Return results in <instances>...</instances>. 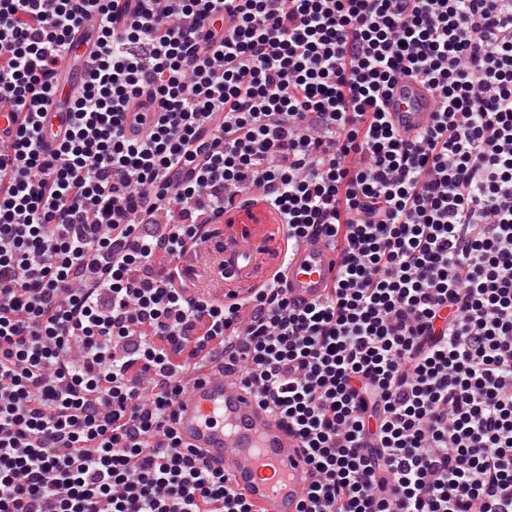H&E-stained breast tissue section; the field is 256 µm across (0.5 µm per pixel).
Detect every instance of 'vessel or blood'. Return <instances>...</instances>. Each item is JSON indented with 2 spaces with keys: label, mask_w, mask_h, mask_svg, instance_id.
Instances as JSON below:
<instances>
[{
  "label": "vessel or blood",
  "mask_w": 512,
  "mask_h": 512,
  "mask_svg": "<svg viewBox=\"0 0 512 512\" xmlns=\"http://www.w3.org/2000/svg\"><path fill=\"white\" fill-rule=\"evenodd\" d=\"M92 32L89 26L74 31L72 49L57 62V86L43 119L45 152L55 151L68 136L69 94L76 84L73 60L94 55ZM386 109L401 134L411 137L429 125L433 102L424 84L407 80L393 87ZM158 112L156 100H135L123 122L126 138L145 139ZM214 256L216 263L209 267L202 250H187L174 263L187 279L208 270L229 293L260 278L268 263L262 243L244 233L225 240ZM339 262L336 249L324 236L309 235L284 248L278 282L292 299L317 303L335 287ZM175 409L183 444L202 450L211 462L230 473L233 486L258 512H301L311 481L305 451L295 434L261 405L236 375L221 369L206 371L184 389Z\"/></svg>",
  "instance_id": "b4317fda"
}]
</instances>
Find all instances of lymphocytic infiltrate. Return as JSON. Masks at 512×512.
I'll return each instance as SVG.
<instances>
[{
  "mask_svg": "<svg viewBox=\"0 0 512 512\" xmlns=\"http://www.w3.org/2000/svg\"><path fill=\"white\" fill-rule=\"evenodd\" d=\"M0 52V512H255L153 380L185 353L243 365L300 439L303 512H512V0H0ZM406 78L437 102L412 138L385 111ZM253 193L338 251L324 301L173 288ZM95 26H83L75 30L70 41L73 48L57 62V86L52 97V103L43 119V149L46 153H52L58 145L67 138L69 132L68 103L71 90L80 83L75 80L71 69L73 58L79 57L86 64L87 60L94 55L95 47L90 42V35L94 32ZM95 33V32H94ZM158 112L159 106L156 100L149 99L146 96L135 100L123 122V131L126 138L130 140L145 139L152 130Z\"/></svg>",
  "mask_w": 512,
  "mask_h": 512,
  "instance_id": "obj_1",
  "label": "lymphocytic infiltrate"
}]
</instances>
